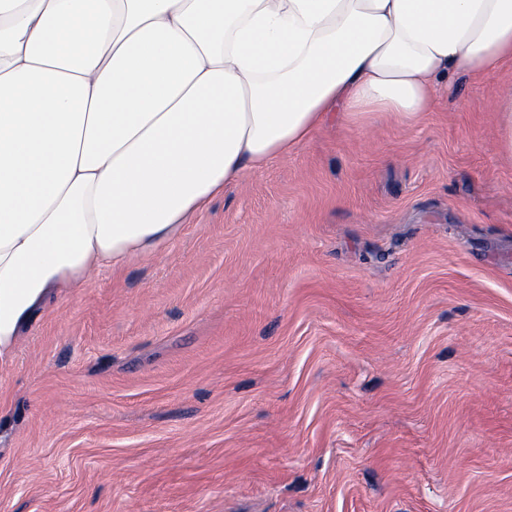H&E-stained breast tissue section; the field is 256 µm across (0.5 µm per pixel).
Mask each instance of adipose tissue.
I'll list each match as a JSON object with an SVG mask.
<instances>
[{"label": "adipose tissue", "instance_id": "obj_1", "mask_svg": "<svg viewBox=\"0 0 512 512\" xmlns=\"http://www.w3.org/2000/svg\"><path fill=\"white\" fill-rule=\"evenodd\" d=\"M508 62L512 0H0V353L333 113Z\"/></svg>", "mask_w": 512, "mask_h": 512}]
</instances>
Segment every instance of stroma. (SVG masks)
<instances>
[{
    "mask_svg": "<svg viewBox=\"0 0 512 512\" xmlns=\"http://www.w3.org/2000/svg\"><path fill=\"white\" fill-rule=\"evenodd\" d=\"M331 120L0 357V512H512V67ZM498 114L499 135L497 146L501 154L512 161V90H499L493 98Z\"/></svg>",
    "mask_w": 512,
    "mask_h": 512,
    "instance_id": "stroma-1",
    "label": "stroma"
}]
</instances>
